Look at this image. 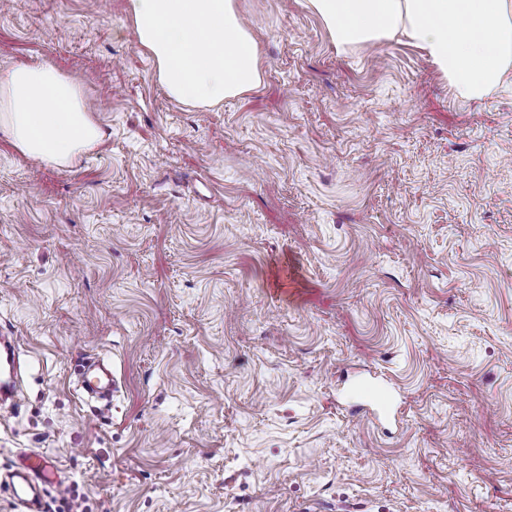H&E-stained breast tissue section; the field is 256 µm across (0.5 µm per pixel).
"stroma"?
Listing matches in <instances>:
<instances>
[{
	"label": "stroma",
	"instance_id": "1",
	"mask_svg": "<svg viewBox=\"0 0 512 512\" xmlns=\"http://www.w3.org/2000/svg\"><path fill=\"white\" fill-rule=\"evenodd\" d=\"M236 7L262 83L193 107L125 0L0 5V73L57 67L104 132L65 169L0 138V512L29 453L45 512H512V81L465 102L304 0ZM112 382V371L103 366L84 374L83 387L91 396H104L111 391ZM356 395L360 401L375 406L378 414L390 417L398 413V406L386 385L375 386L363 383L357 386Z\"/></svg>",
	"mask_w": 512,
	"mask_h": 512
}]
</instances>
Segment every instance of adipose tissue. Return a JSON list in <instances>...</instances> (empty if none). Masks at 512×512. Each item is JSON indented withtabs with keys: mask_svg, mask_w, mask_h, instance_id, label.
Here are the masks:
<instances>
[{
	"mask_svg": "<svg viewBox=\"0 0 512 512\" xmlns=\"http://www.w3.org/2000/svg\"><path fill=\"white\" fill-rule=\"evenodd\" d=\"M338 51L396 40L421 50L458 98L480 101L512 79V0H306ZM138 45L169 95L212 106L261 82L258 45L235 0H127ZM0 134L25 157L65 167L104 133L82 86L51 66L0 74Z\"/></svg>",
	"mask_w": 512,
	"mask_h": 512,
	"instance_id": "1",
	"label": "adipose tissue"
}]
</instances>
